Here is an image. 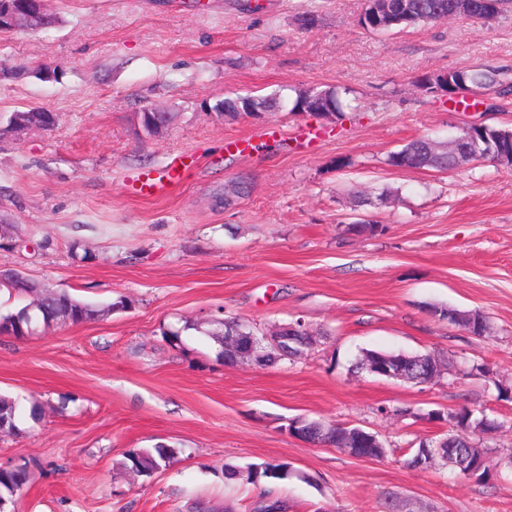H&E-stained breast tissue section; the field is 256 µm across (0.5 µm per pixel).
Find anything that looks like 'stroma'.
Here are the masks:
<instances>
[{
	"label": "stroma",
	"mask_w": 512,
	"mask_h": 512,
	"mask_svg": "<svg viewBox=\"0 0 512 512\" xmlns=\"http://www.w3.org/2000/svg\"><path fill=\"white\" fill-rule=\"evenodd\" d=\"M53 0L58 23L0 33V127L32 105L52 130L0 137V267L114 311L28 336L0 335V393L39 406L0 435V467L30 481L6 512H250L262 495L290 512H512V482L403 463L438 437L431 412L500 421L482 441L512 468V166L479 159L404 170L390 152L446 142L484 123L512 128V95L465 108L420 89L426 72L490 66L512 80V8L491 21L364 29L365 0ZM311 12L314 26L300 17ZM348 89L341 117L288 110L227 119L225 97ZM496 102L497 111L484 108ZM172 113L150 135L140 114ZM276 132L252 155L231 139ZM187 150L198 164L157 198L141 174ZM249 193L225 198L228 184ZM371 220L375 233L353 230ZM477 310L482 335L432 315ZM216 318L257 331L299 320L314 345L274 367L224 364ZM181 334L172 344L167 332ZM364 350L450 363L417 385L355 369ZM361 427L369 461L294 436L296 419ZM178 455L145 477L133 448ZM288 462L250 484L225 465Z\"/></svg>",
	"instance_id": "35a3bbf8"
}]
</instances>
